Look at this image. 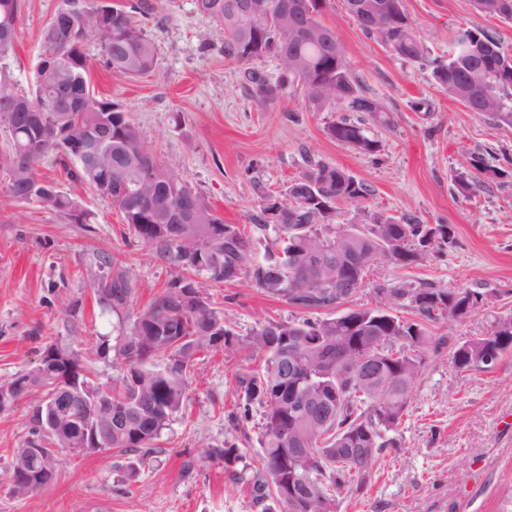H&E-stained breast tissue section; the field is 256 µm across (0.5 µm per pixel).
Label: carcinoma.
<instances>
[{
	"label": "carcinoma",
	"instance_id": "obj_1",
	"mask_svg": "<svg viewBox=\"0 0 512 512\" xmlns=\"http://www.w3.org/2000/svg\"><path fill=\"white\" fill-rule=\"evenodd\" d=\"M197 12L208 19L217 38L222 40L224 56L239 63L264 57L276 61L277 73L270 79L253 69L249 81L267 100L276 99L288 87L301 85L309 99L321 108L336 112H365L372 120H389L384 108L363 94L353 76L347 53L335 33L319 20L325 0H302L308 21L323 31L317 38L291 37L288 22L280 20L286 0H265L268 9L261 17L239 13V0H195ZM385 13L374 23L362 13L353 16L358 26L380 39L400 58L431 69L434 82L448 97L471 112H480L496 122L512 126V100L503 92L512 91V58L504 56L495 36L480 28L460 30L454 37L453 52L444 60L429 56V51L407 20L402 0H377ZM154 6L137 0L129 9H115L106 21L90 12L67 6L66 19L54 15L41 35L42 53L37 64L33 96L18 90L10 60L17 38V0H0V127L10 135V147L0 152V169L10 170L7 196L17 202L37 201L70 218L86 215L81 203L59 189L42 193L38 164L42 156L54 151L62 157L66 174L77 183L98 187L97 168L83 156L66 149L61 133L72 127L89 128L104 122L112 124V153L97 161L107 165L119 157L130 163L112 174V205L123 215L135 238L156 256L185 271L154 295L145 309L126 322L138 288L131 269L104 259L107 272L96 284L102 309L117 317L114 344L100 349L121 357L126 372L117 387L92 384L89 398H105L112 412L125 419L112 425V447L151 454L156 440L167 429L183 405L187 374L195 359L204 352L233 351L238 336L224 321V312L200 297L198 288L182 305L175 303L178 290H186L195 276L207 275L224 281V266L236 263V280H249L264 291L281 295L304 309L337 307L351 296H338L330 287L336 274L366 280V264L378 249L395 258L401 267L417 266L442 244L455 243L447 224H423L413 215L394 218L381 211L366 210L368 186L343 170L319 162L288 182L281 197L288 209L278 223L270 222L264 206L272 193L261 195L259 228L270 229L274 239L253 257L256 246L241 231L232 228L238 239V252L224 251V241H215L200 231V226H222L221 217L202 196L175 175L152 160L159 179L152 187L142 182L137 164L140 154L152 150L124 107L98 99L89 83V66L83 45L97 41L106 62L118 77L145 75L154 67L155 47L137 24L134 15H149ZM41 113L34 125L28 114ZM337 141L364 154L379 150L362 123L341 117L328 128ZM38 140L36 150L27 154L19 167L12 155ZM471 165L488 171L495 179L508 177V171L486 165L482 154L472 156ZM155 192V198L176 209L190 198L196 206V223L188 225L182 236L164 230L160 213L140 195ZM349 204L366 213L365 224H337L339 204ZM371 293L373 306L349 309L330 318H302L281 323L268 320L254 329L248 347L263 356V364L237 378L239 402L227 416L235 430L250 419L254 406L264 409L265 431L260 440L258 467L230 472L236 484L250 488L254 506L261 512H336L343 493L359 492L366 485L380 455L398 448L395 436L407 415L412 393L425 370V352L449 346L451 360L459 369L490 370L512 354V330L490 333L475 342L449 344L429 330V323L440 318L461 319L484 305L480 291L458 286L443 288L431 281L411 287L376 282ZM386 305L408 307L419 315L407 320L384 309ZM370 355L377 361L376 371L357 377L349 373L353 361ZM40 386L45 396L31 409V438L14 449V465L24 463L28 474L9 480L13 492L28 494L45 487L37 471L46 462L57 466V453H79L73 436L48 425L50 398L59 389L58 376L37 367L17 374L3 387L17 397ZM302 401H319L331 409L326 422L319 417L303 420L291 409ZM235 465L243 459L236 443L208 453Z\"/></svg>",
	"mask_w": 512,
	"mask_h": 512
}]
</instances>
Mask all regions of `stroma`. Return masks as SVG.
I'll use <instances>...</instances> for the list:
<instances>
[{"mask_svg": "<svg viewBox=\"0 0 512 512\" xmlns=\"http://www.w3.org/2000/svg\"><path fill=\"white\" fill-rule=\"evenodd\" d=\"M152 14L137 21L155 46L153 70L137 78L114 76L97 42L84 54L97 97L128 111L158 161L205 197L225 223L259 237L254 222L261 190L279 193L310 163L336 166L371 190L367 207L426 224H448L455 243L421 265H375L374 281H433L483 292L487 301L469 316L438 320L434 335L464 342L485 336L496 318L512 315V181L462 195L455 177L472 173L471 156L488 166L512 165V127L468 111L445 95L427 68L409 63L366 35L344 0H326L321 22L344 46L352 73L382 104L389 123L364 118L376 154L333 139L338 115L321 110L299 86L277 100L257 94L245 78L253 68L274 75V59L244 66L225 58L212 25L194 0H151ZM65 0H18V39L11 67L30 91L41 33ZM415 32L432 55L444 56L459 29L480 27L512 56V20L479 13L472 0H403ZM427 101L429 111H416ZM38 170L80 199L89 216L64 218L37 203L5 195L0 170V383L35 368L45 346L78 354L100 384L118 385L122 360L98 352L112 339L115 318L102 314L93 284L111 257L130 268L139 288L127 313L135 318L182 271L157 258L126 229L109 198L67 177L55 153ZM204 300L223 309L241 344L231 352L203 353L187 377L181 412L164 430L155 457L101 449L59 452L54 482L26 495L8 484L14 448L30 436L29 409L39 391L0 411V512H256L249 490L231 483L212 448L235 441L255 465L263 419L233 430L227 414L238 400L237 378L254 363L246 344L265 320L287 322L303 309L251 282L199 276ZM398 435L401 448L381 455L366 489L340 500L336 512H501L512 497V356L489 371L457 369L447 351L428 353L409 412ZM137 476L128 479L129 465Z\"/></svg>", "mask_w": 512, "mask_h": 512, "instance_id": "1", "label": "stroma"}]
</instances>
